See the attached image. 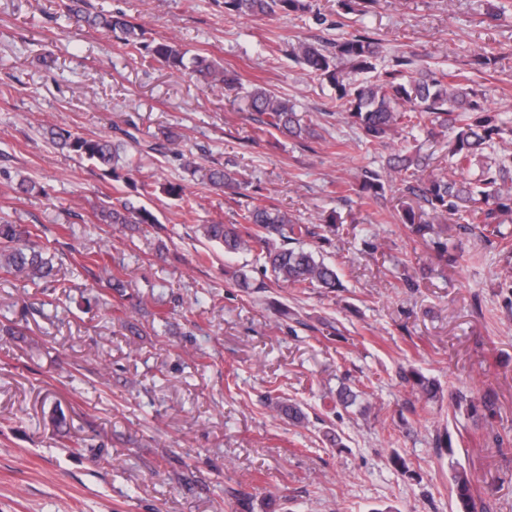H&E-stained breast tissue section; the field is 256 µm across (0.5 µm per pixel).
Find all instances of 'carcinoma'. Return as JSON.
Wrapping results in <instances>:
<instances>
[{
    "label": "carcinoma",
    "mask_w": 512,
    "mask_h": 512,
    "mask_svg": "<svg viewBox=\"0 0 512 512\" xmlns=\"http://www.w3.org/2000/svg\"><path fill=\"white\" fill-rule=\"evenodd\" d=\"M82 2L67 0L68 19L101 31L130 54L148 56L174 73L194 76L211 89L238 91L237 75L209 57L191 55L170 38H149L144 26L121 13H90L83 9ZM220 4L228 15L255 19L302 14L311 9L309 0H220ZM291 53L307 75L335 89V107L348 123L361 130L365 148L375 150L391 136L403 135L408 127L429 133L439 126L451 133V166L462 174L474 165L479 167L475 178L462 181L433 173L426 176V158L412 157L400 150L388 158L386 180L377 171L355 172L364 203H379L385 197V182L399 184V191L414 197L419 204L417 209L404 210L402 223L408 225L411 233L426 239L438 258L447 263L457 262V256L450 252L448 242L441 239L432 224H441L450 216L461 222L464 229H477L483 238L491 234L508 240L509 233L502 226L507 218H512V116L490 114L482 89L450 70H421L412 55L401 54L395 57L392 69L379 71L377 61L382 46L366 25L334 43L299 42L292 45ZM350 73L363 74L365 78L356 81L348 77ZM245 111L257 117L264 132L275 130L299 139L315 134L303 122L295 103L265 87H256L245 96ZM46 134L53 145L89 162L114 181L130 180L134 158L127 157V152L132 150L140 155L153 149V145H142L129 132L127 139L114 140L84 136L52 125ZM205 178L210 186L248 200L235 222L200 225L202 236L221 246L225 257L231 260L241 253L256 252L262 270L271 271L282 288H321L332 292L342 287L336 266L305 248L311 239L328 242L332 235L341 237L336 216L321 219L317 224H300L287 211L255 201L252 182L242 171L210 168ZM477 210L484 215L481 227L469 224V216ZM98 216L105 224L157 223L151 210L131 199L100 208ZM55 258L56 254L42 244L38 225L0 221V275L4 278H52L57 272ZM123 271L121 265L105 266L99 276L103 289L121 300L127 296ZM406 381L416 386L425 400L436 397V384L421 373H411ZM453 400L459 409H480L490 418L497 414L498 400L493 394L485 393L473 401L458 388ZM268 407L290 420L304 419L299 406L279 396L270 398ZM451 480L458 512H484L476 501L470 472L455 467Z\"/></svg>",
    "instance_id": "1"
}]
</instances>
